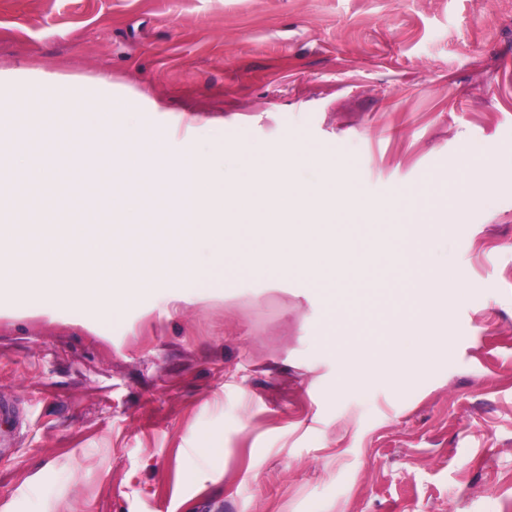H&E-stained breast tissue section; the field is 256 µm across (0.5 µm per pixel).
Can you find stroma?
I'll use <instances>...</instances> for the list:
<instances>
[{"mask_svg":"<svg viewBox=\"0 0 512 512\" xmlns=\"http://www.w3.org/2000/svg\"><path fill=\"white\" fill-rule=\"evenodd\" d=\"M6 69L109 74L170 154L297 149L427 232L360 384L309 275L108 322L0 296V512H512V0H0Z\"/></svg>","mask_w":512,"mask_h":512,"instance_id":"35a3bbf8","label":"stroma"}]
</instances>
